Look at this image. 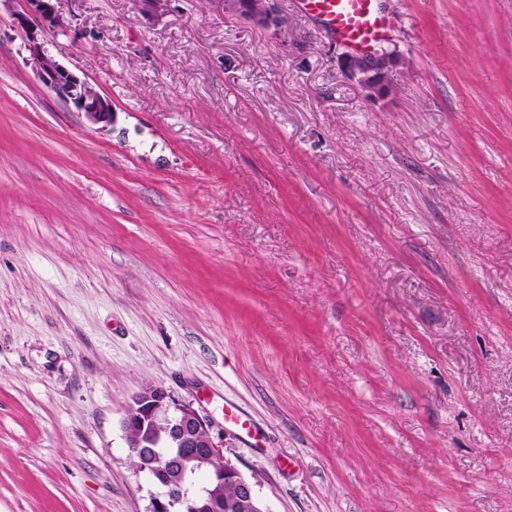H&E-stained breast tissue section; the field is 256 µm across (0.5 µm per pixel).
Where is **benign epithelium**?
Masks as SVG:
<instances>
[{
    "instance_id": "obj_1",
    "label": "benign epithelium",
    "mask_w": 512,
    "mask_h": 512,
    "mask_svg": "<svg viewBox=\"0 0 512 512\" xmlns=\"http://www.w3.org/2000/svg\"><path fill=\"white\" fill-rule=\"evenodd\" d=\"M25 10L15 13L18 24L24 28L40 27L55 31L65 26L53 0H21ZM224 12L244 17L261 27H280L287 18L280 13L277 0H222ZM32 64L41 83L61 97L76 111L85 115L93 125L112 123V102L87 78H81L68 69L44 45L33 41L28 45ZM396 65L394 55L386 50L370 53H347L341 60L342 73L370 96H382L393 88L392 72ZM124 430L151 432L161 430L170 449L160 451L137 438L127 445L140 459L139 471L151 480L152 493L148 512H224V498L217 490L199 501L185 493V486L174 478L175 473L196 470L209 461L223 459V449L213 445L208 421L189 404H175L167 391L149 386L131 400ZM209 485L217 488L231 482L237 488L236 501L244 512H266L254 494L252 485L232 465L223 463L208 471Z\"/></svg>"
}]
</instances>
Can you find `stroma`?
I'll list each match as a JSON object with an SVG mask.
<instances>
[{
	"mask_svg": "<svg viewBox=\"0 0 512 512\" xmlns=\"http://www.w3.org/2000/svg\"><path fill=\"white\" fill-rule=\"evenodd\" d=\"M381 6L372 98L295 0H61L30 36L0 0V512H147L149 385L268 512H512V0ZM224 13L244 17L261 27H281L288 19L280 13L277 0H219ZM29 61L41 83L85 115L93 125L112 123V102L87 78L68 69L42 43L34 39L28 45ZM395 65L394 55L386 50L346 53L341 60L342 73L369 96H382L392 90Z\"/></svg>",
	"mask_w": 512,
	"mask_h": 512,
	"instance_id": "1",
	"label": "stroma"
}]
</instances>
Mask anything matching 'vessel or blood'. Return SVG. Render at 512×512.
I'll return each mask as SVG.
<instances>
[{
    "label": "vessel or blood",
    "instance_id": "b4317fda",
    "mask_svg": "<svg viewBox=\"0 0 512 512\" xmlns=\"http://www.w3.org/2000/svg\"><path fill=\"white\" fill-rule=\"evenodd\" d=\"M300 9L321 23L327 38L356 52H367L384 40L389 19L378 0H297Z\"/></svg>",
    "mask_w": 512,
    "mask_h": 512
}]
</instances>
